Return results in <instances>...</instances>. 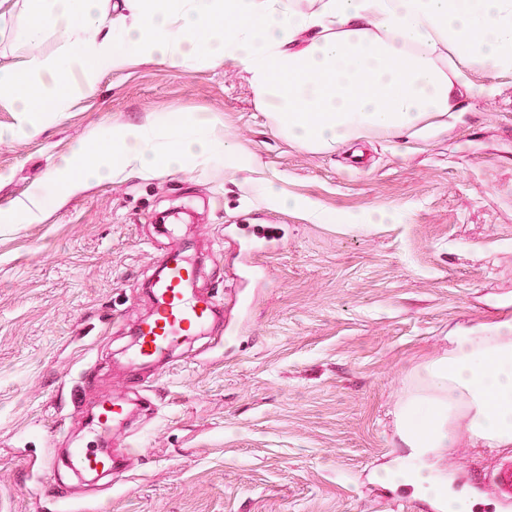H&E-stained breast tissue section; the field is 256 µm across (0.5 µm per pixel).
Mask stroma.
I'll use <instances>...</instances> for the list:
<instances>
[{
  "label": "stroma",
  "instance_id": "stroma-1",
  "mask_svg": "<svg viewBox=\"0 0 512 512\" xmlns=\"http://www.w3.org/2000/svg\"><path fill=\"white\" fill-rule=\"evenodd\" d=\"M457 113L423 138L377 132L310 151L257 106L245 73L133 61L78 91L35 131L0 97V512L53 496L99 512H440L436 496L385 486L407 464L395 408L455 325L512 318V72L467 74ZM212 111L256 163L106 182L13 219L76 148L158 115ZM275 182L301 206L284 210ZM318 204L329 218L306 210ZM398 218L361 229L351 213ZM198 269L224 307L142 370L130 353L151 313L158 255ZM124 398L112 429L97 402ZM130 442L131 466L90 478L37 467L61 449ZM504 450L460 441L435 475L470 512H512L488 480Z\"/></svg>",
  "mask_w": 512,
  "mask_h": 512
}]
</instances>
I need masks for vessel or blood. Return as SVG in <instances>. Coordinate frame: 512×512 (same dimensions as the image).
Listing matches in <instances>:
<instances>
[{
  "instance_id": "vessel-or-blood-1",
  "label": "vessel or blood",
  "mask_w": 512,
  "mask_h": 512,
  "mask_svg": "<svg viewBox=\"0 0 512 512\" xmlns=\"http://www.w3.org/2000/svg\"><path fill=\"white\" fill-rule=\"evenodd\" d=\"M164 271L154 289V309L151 318L136 330L131 357L134 361H155L179 347L183 341L204 326L215 304L203 293L189 292L187 285L193 276L189 265L176 254L160 257ZM125 412L124 403L118 399L103 401L97 410V422L111 426L119 422ZM68 465L79 472L100 471L107 464L102 453L91 447L73 449ZM491 484L499 498L512 499V459L501 461L490 475Z\"/></svg>"
}]
</instances>
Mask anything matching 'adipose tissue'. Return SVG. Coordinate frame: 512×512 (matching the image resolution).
<instances>
[{
  "label": "adipose tissue",
  "mask_w": 512,
  "mask_h": 512,
  "mask_svg": "<svg viewBox=\"0 0 512 512\" xmlns=\"http://www.w3.org/2000/svg\"><path fill=\"white\" fill-rule=\"evenodd\" d=\"M57 34L56 54L0 66V94L31 122V87L67 111L68 73L94 83L143 59L244 70L257 103L288 140L323 150L373 131L423 132L434 113L456 111L476 65L512 71V0H26ZM398 436L413 464L387 473L430 492L429 460L459 434L512 447V323L460 330L448 352L419 370L397 407Z\"/></svg>",
  "instance_id": "adipose-tissue-1"
}]
</instances>
